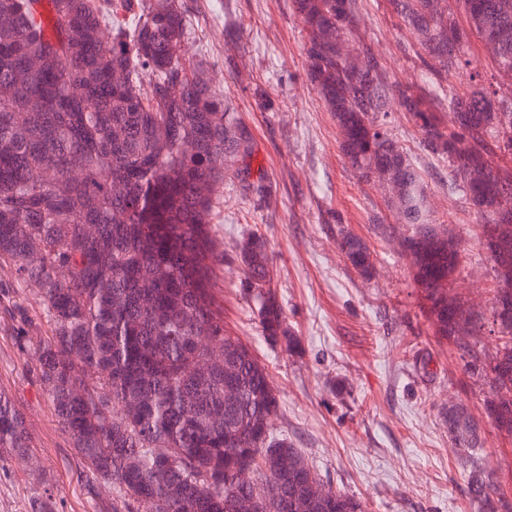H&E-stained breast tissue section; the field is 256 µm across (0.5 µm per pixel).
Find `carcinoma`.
<instances>
[{
  "label": "carcinoma",
  "instance_id": "cac0c4a2",
  "mask_svg": "<svg viewBox=\"0 0 512 512\" xmlns=\"http://www.w3.org/2000/svg\"><path fill=\"white\" fill-rule=\"evenodd\" d=\"M359 2L293 0L308 81L348 165L390 187L388 204L412 227L399 251L434 334L489 386L486 417L512 435V316L497 309L500 295H512V183L492 165L512 155V97L442 87L472 65L468 33L447 0H389L429 73L391 79L358 36ZM463 6L497 70L512 69V0ZM187 12L185 0H0V262L41 294L51 336L36 349V371L81 464L112 485V512H364L273 434L271 377L224 335L208 300L213 188L227 178L261 204L270 185L252 173L254 138L235 102L211 89L203 62L183 59ZM392 112L415 125L426 154L448 161L482 236L502 245L489 257L493 356L481 340L484 313L448 298L460 241L435 225L427 185L387 128ZM336 244L361 275L372 274L362 238L340 228ZM237 251L262 335L293 347L265 239L250 233ZM201 336L222 352L207 373L198 369ZM448 438L472 464L471 501L512 512L494 472L474 459L480 420L449 406ZM31 453L24 413L0 395V461ZM242 470L257 483H236Z\"/></svg>",
  "mask_w": 512,
  "mask_h": 512
}]
</instances>
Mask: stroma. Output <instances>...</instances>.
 Here are the masks:
<instances>
[{
	"mask_svg": "<svg viewBox=\"0 0 512 512\" xmlns=\"http://www.w3.org/2000/svg\"><path fill=\"white\" fill-rule=\"evenodd\" d=\"M187 61L206 63L216 93L232 98L272 186L270 208L231 183L217 187L208 226L223 261L207 288L226 335L271 375L278 398L275 435L298 448L324 485L360 498L367 512H477L467 471L448 441L445 410L462 403L483 417L485 386L463 373L438 339L408 261L371 223L398 224L385 195L345 164L336 123L307 79L306 33L292 0H187ZM359 35L392 79L420 76L414 39L389 0H360ZM236 26L226 36L227 23ZM428 184L437 223L461 241L451 291L488 309L496 283L477 236V215L450 186L446 161L426 155L413 123L389 126ZM345 226L368 244L375 265L360 275L338 251ZM400 233L409 225L398 224ZM267 242L273 288L296 351L270 345L254 302L230 265L249 232ZM50 334L36 287L0 270V394L25 414L34 457L0 461V512H112L113 489L92 479L62 433L35 370V348ZM477 455L512 496V436L484 423Z\"/></svg>",
	"mask_w": 512,
	"mask_h": 512,
	"instance_id": "obj_1",
	"label": "stroma"
}]
</instances>
